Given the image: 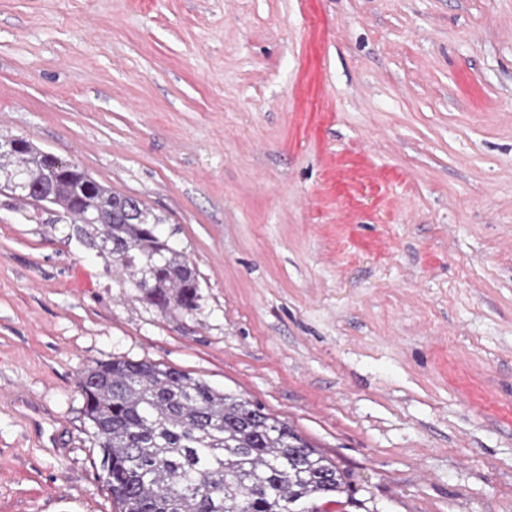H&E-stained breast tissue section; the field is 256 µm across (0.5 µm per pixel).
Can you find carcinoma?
Masks as SVG:
<instances>
[{"label": "carcinoma", "instance_id": "1", "mask_svg": "<svg viewBox=\"0 0 512 512\" xmlns=\"http://www.w3.org/2000/svg\"><path fill=\"white\" fill-rule=\"evenodd\" d=\"M44 186L71 224L68 238L97 249L112 276L165 312L197 308L196 271L142 200L30 141L0 155V188L26 196ZM131 203L133 219L123 214ZM97 211L112 212V223H88ZM79 387L98 477L118 512H317V502L345 492L344 472L291 425L186 371L97 362Z\"/></svg>", "mask_w": 512, "mask_h": 512}]
</instances>
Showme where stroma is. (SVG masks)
Returning a JSON list of instances; mask_svg holds the SVG:
<instances>
[{
	"label": "stroma",
	"mask_w": 512,
	"mask_h": 512,
	"mask_svg": "<svg viewBox=\"0 0 512 512\" xmlns=\"http://www.w3.org/2000/svg\"><path fill=\"white\" fill-rule=\"evenodd\" d=\"M166 220V313L0 194V512H117L78 382L187 371L347 475L512 512V0H0V137Z\"/></svg>",
	"instance_id": "obj_1"
}]
</instances>
